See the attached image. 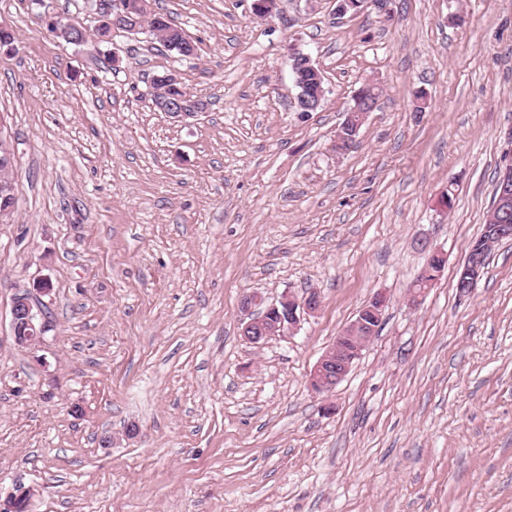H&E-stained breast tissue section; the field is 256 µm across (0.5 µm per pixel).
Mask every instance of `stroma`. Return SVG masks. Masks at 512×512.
<instances>
[{"label": "stroma", "instance_id": "35a3bbf8", "mask_svg": "<svg viewBox=\"0 0 512 512\" xmlns=\"http://www.w3.org/2000/svg\"><path fill=\"white\" fill-rule=\"evenodd\" d=\"M252 4L151 0L195 41L182 60L146 32L65 42L46 19L94 31L86 0H0L17 198L0 224V498L29 489L27 512H512V241L471 295L455 288L512 161V0L343 16L335 0H281L265 20ZM292 44L327 90L306 116ZM170 71L204 112L153 107L151 78ZM369 79L378 106L336 153ZM432 249L445 265L415 306ZM42 277L50 329L21 347L12 298ZM312 288L321 307L294 334L242 338L244 295ZM378 291L379 333L313 393V365Z\"/></svg>", "mask_w": 512, "mask_h": 512}]
</instances>
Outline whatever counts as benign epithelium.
Returning <instances> with one entry per match:
<instances>
[{
	"mask_svg": "<svg viewBox=\"0 0 512 512\" xmlns=\"http://www.w3.org/2000/svg\"><path fill=\"white\" fill-rule=\"evenodd\" d=\"M336 2V13L345 15L354 9L361 11L376 3L377 0H336ZM148 8H150L149 0H137L134 4L128 0H115L113 3H108L105 14L110 16L111 28L134 30L137 27L135 13ZM291 60V71L296 74L294 80L295 107L297 111L307 115L321 107L325 97V88L319 87L314 91L307 90L299 76V69L302 67L310 69L317 75L320 82L323 81V75L307 54L295 51L292 53ZM160 106L162 111L179 121L203 111V106L200 104L196 105L191 112L187 111L185 106L180 103L174 105L165 101L160 103ZM365 117L366 113L364 112L358 114L347 112L346 119L336 134V146L339 147L350 142ZM500 181V191L495 206L507 216L512 213L511 163L502 169ZM511 236V224H494L483 243L470 248L458 276L459 295L465 297L472 293L485 273V254L494 244ZM51 292V280L43 277L35 281L32 287L22 289L14 294L10 327L17 345L34 347L43 341L48 326L43 319L41 310L34 309L32 298L36 294L47 296ZM261 303V297L252 294L244 296L240 305L241 334L247 342L253 345H261L275 336L294 333L304 315L313 314L319 309L320 296L315 291H309L300 298L286 294L278 302L268 305L260 314H253V308ZM388 305L389 297L386 294L382 292L375 294L358 311L355 320L336 336L332 346L325 351L310 372V386L316 393H330L344 379L354 360L360 355L364 343L372 339L380 327ZM29 496L30 490L19 487L5 501L0 502V509L3 512H18L26 506Z\"/></svg>",
	"mask_w": 512,
	"mask_h": 512,
	"instance_id": "obj_1",
	"label": "benign epithelium"
}]
</instances>
